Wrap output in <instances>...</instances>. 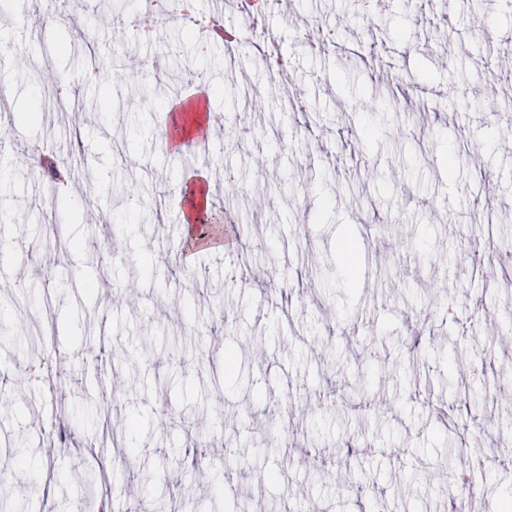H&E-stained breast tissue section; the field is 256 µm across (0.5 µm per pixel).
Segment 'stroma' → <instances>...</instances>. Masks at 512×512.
Returning a JSON list of instances; mask_svg holds the SVG:
<instances>
[{
  "label": "stroma",
  "mask_w": 512,
  "mask_h": 512,
  "mask_svg": "<svg viewBox=\"0 0 512 512\" xmlns=\"http://www.w3.org/2000/svg\"><path fill=\"white\" fill-rule=\"evenodd\" d=\"M349 0H281L270 13L288 58L283 83L306 110L279 111L258 50L225 67L223 46L198 57L177 24L154 46L77 40V26L143 12L145 0H77L64 25L37 23L39 0H15L33 23L7 73L12 111L36 109L26 142L0 177V309L11 311L0 363L56 349L67 367L55 393L43 375L0 377V472L23 499L0 512H97L131 490L147 512L180 500L208 512H448V458L463 456L471 512L512 500V75L490 76L512 54V0H387L379 30ZM334 31L308 38L311 18ZM73 80L77 116L62 117L35 75ZM107 56L110 78H78ZM461 112L460 125L447 117ZM228 114L215 126L203 117ZM200 116L191 139L175 117ZM51 140L89 166L69 191L96 194L99 224L81 223L45 188L30 146ZM234 170L237 223L208 250L180 240L191 218L176 196L207 186L224 206ZM499 187L486 192L485 181ZM359 267L337 259L344 242ZM123 254L107 262L106 251ZM280 318L267 323L269 312ZM421 334L425 366L407 365ZM234 353L233 370L224 366ZM484 384L477 423L448 440L437 409L449 384ZM109 412L91 415L99 395ZM373 446L353 452L346 442ZM222 457L193 472L194 494L167 481L186 439ZM373 482V497L357 491Z\"/></svg>",
  "instance_id": "obj_1"
}]
</instances>
